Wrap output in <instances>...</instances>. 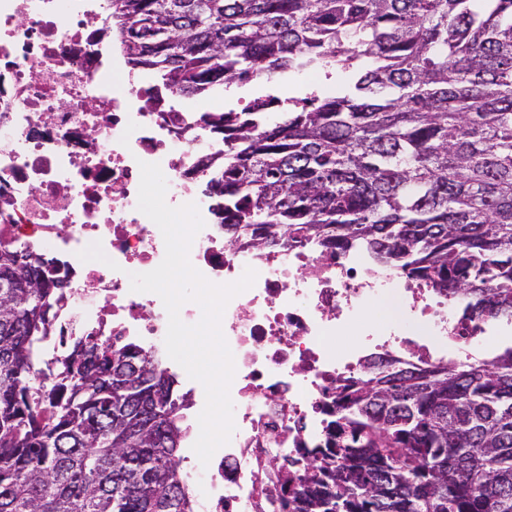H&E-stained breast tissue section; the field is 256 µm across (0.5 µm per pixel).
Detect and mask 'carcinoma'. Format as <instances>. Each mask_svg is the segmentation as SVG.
Returning a JSON list of instances; mask_svg holds the SVG:
<instances>
[{
    "label": "carcinoma",
    "mask_w": 512,
    "mask_h": 512,
    "mask_svg": "<svg viewBox=\"0 0 512 512\" xmlns=\"http://www.w3.org/2000/svg\"><path fill=\"white\" fill-rule=\"evenodd\" d=\"M133 68L179 95L347 74L224 135L225 231L359 250L466 313L512 323V0H111ZM53 262L0 243V512H195L187 399L120 336L41 365ZM283 512H512V347L424 371L371 367L336 399Z\"/></svg>",
    "instance_id": "cac0c4a2"
}]
</instances>
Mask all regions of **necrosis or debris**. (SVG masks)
Masks as SVG:
<instances>
[{
  "mask_svg": "<svg viewBox=\"0 0 512 512\" xmlns=\"http://www.w3.org/2000/svg\"><path fill=\"white\" fill-rule=\"evenodd\" d=\"M109 8L110 0H0V241L53 260L69 281L60 327L125 336L168 361L163 301L130 282L165 256L159 227L137 208L139 164H159L167 203L196 204L204 221L192 265L217 284L249 267L257 273L222 318L236 367L235 431L185 481L198 512H281L271 458L327 446L336 397L369 359L423 367L463 357L484 342L490 321L464 317L459 303L362 252L229 245L199 192L209 177L202 162L223 154V139L153 77L120 80L99 36ZM378 299L392 306L388 324L333 349L332 338Z\"/></svg>",
  "mask_w": 512,
  "mask_h": 512,
  "instance_id": "obj_1",
  "label": "necrosis or debris"
}]
</instances>
